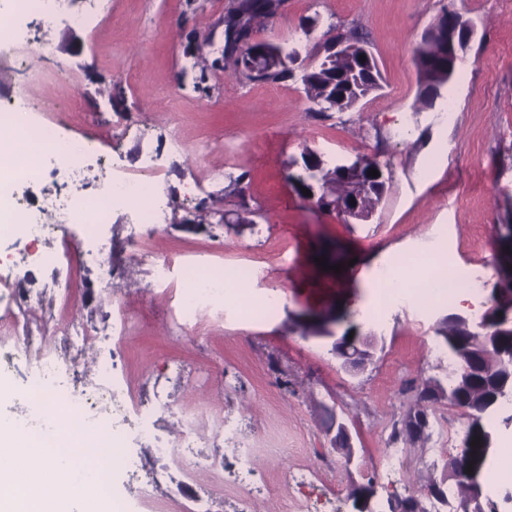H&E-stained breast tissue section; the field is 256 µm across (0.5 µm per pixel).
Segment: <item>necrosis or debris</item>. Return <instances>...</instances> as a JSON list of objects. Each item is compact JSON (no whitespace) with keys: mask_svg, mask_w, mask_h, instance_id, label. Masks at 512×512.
Instances as JSON below:
<instances>
[{"mask_svg":"<svg viewBox=\"0 0 512 512\" xmlns=\"http://www.w3.org/2000/svg\"><path fill=\"white\" fill-rule=\"evenodd\" d=\"M67 4L68 0H6L0 5V48L17 43L19 17H54L65 12ZM10 138L34 145L32 157L36 165L18 170L11 190L0 192V220L5 223L6 233L32 245L51 232V225L41 223L38 217L39 199L31 191L32 182L44 176L75 185V192L66 200H53L52 205L65 212L69 223L83 225L89 239L98 238L100 225L116 204L128 207L135 223H167L172 201L164 190L163 171L153 159H146L132 173L107 174L104 183L97 187L99 200L93 204L88 193L79 189L86 163L95 154L89 140L62 136L55 125L47 122L31 123L26 112L1 100L0 145H5ZM184 275L191 285L181 289L177 310L180 319L187 323L198 324L204 311L216 315L256 311L270 315L278 305L274 296L246 302L230 301L229 289L255 275L254 268L248 264L235 266L225 273L209 268H189ZM485 282V274L476 267L462 276L434 271L411 287L382 289L376 306L381 309L399 303L411 305L422 295H436L450 301L464 292L476 296ZM39 354L38 384L22 391L23 398L34 404L37 412L19 420L20 429L31 435L39 447L53 450L65 439L75 445L95 437L108 442L112 437L127 433L145 441V453L129 456L121 451L106 452L102 461L104 475L121 468L135 476L147 469L151 461L164 459L187 475L197 477L209 466L208 461L196 453L200 422L204 416L213 415L218 420V430L231 446L230 455L221 459L224 467L233 470L240 486L264 483L265 475L256 461L253 444L239 437L232 424L225 420L223 410L209 405L180 410L169 407L158 395L144 404L127 401L123 389L113 381L121 364L117 355L110 359L94 357L92 363L97 376L94 388L66 395L62 392L66 372L56 351L46 346L40 348ZM60 394L65 395L76 421L74 430L66 438L60 433V423L43 408L46 401ZM165 416L175 420L178 431L174 436L161 438L155 430L160 418Z\"/></svg>","mask_w":512,"mask_h":512,"instance_id":"obj_1","label":"necrosis or debris"}]
</instances>
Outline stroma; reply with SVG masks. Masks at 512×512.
I'll return each instance as SVG.
<instances>
[{"label":"stroma","mask_w":512,"mask_h":512,"mask_svg":"<svg viewBox=\"0 0 512 512\" xmlns=\"http://www.w3.org/2000/svg\"><path fill=\"white\" fill-rule=\"evenodd\" d=\"M235 0H108L86 26L67 18L24 20L52 52L18 74L14 53L0 56V98L23 99L33 120L59 124L64 135L90 139L99 154L134 170L146 147L170 134L183 152L162 156L177 202L168 223L133 226L127 209L110 214L112 265L119 285L105 293L106 272L83 261L84 231L58 212L44 215L55 230L37 248L0 236V361L25 336L57 334L70 324L93 337L112 333L126 314L130 330L117 341L130 398L154 392L179 406L219 403L225 418L251 437L272 492L246 493L232 471L216 466L194 479L158 460L146 512H191L206 498L212 512H281L293 491L283 475L312 481L335 512H356L358 489L376 498L426 505L430 482L460 452L469 420L441 401L429 410L424 439L402 432L420 407L425 380L446 379L447 361L430 357L440 321L454 304L418 301L390 308L383 323L365 319L358 304L380 266L408 255H441L448 270L486 266L488 283L506 249L512 224V9L501 0H287L255 25L258 42L297 47L305 65L323 55L330 29L365 33L383 76L382 90L347 112H314L301 85L242 82L224 58V15ZM470 20L475 37L464 58L469 82L452 80L447 94L457 121L444 126L417 100L415 50L443 7ZM407 129H400V122ZM312 151L323 159L377 158L386 189L372 219L347 224L317 208L288 174L291 160ZM225 166L222 182L211 168ZM430 167L427 180L418 171ZM57 253L43 266L33 250ZM152 250L195 265L257 274L246 284L255 298L280 295L273 317L200 316L203 334L183 325L173 302L148 295L151 273L137 251ZM326 258L327 268L317 261ZM72 283L69 301L56 284ZM375 334L374 357L361 374L347 372L331 352L348 326ZM345 423L354 448L334 447L331 419ZM402 451L392 466L382 460Z\"/></svg>","instance_id":"stroma-1"}]
</instances>
